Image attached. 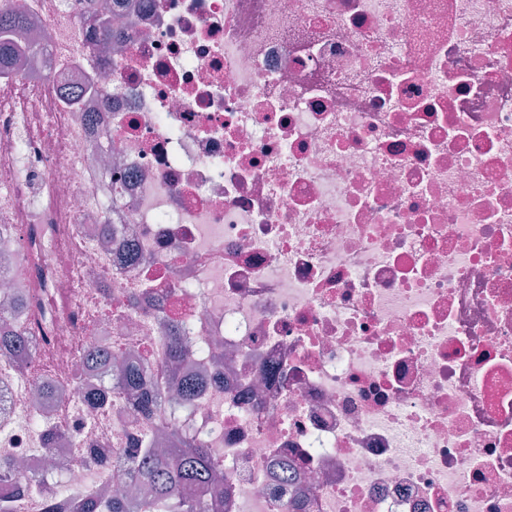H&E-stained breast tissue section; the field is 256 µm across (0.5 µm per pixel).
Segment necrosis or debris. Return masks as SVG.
<instances>
[{
	"label": "necrosis or debris",
	"mask_w": 512,
	"mask_h": 512,
	"mask_svg": "<svg viewBox=\"0 0 512 512\" xmlns=\"http://www.w3.org/2000/svg\"><path fill=\"white\" fill-rule=\"evenodd\" d=\"M111 2L0 0L14 512L171 435L89 408L98 341L162 399L203 380L218 512H512V0H123L113 39ZM17 31L19 30H16V21L13 18L0 16V65H16L18 56L12 42V34Z\"/></svg>",
	"instance_id": "necrosis-or-debris-1"
}]
</instances>
